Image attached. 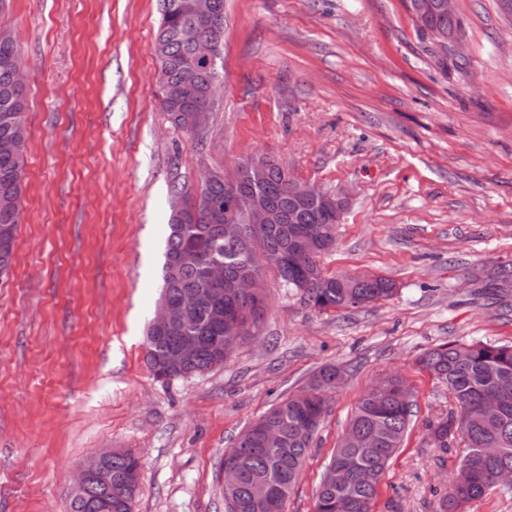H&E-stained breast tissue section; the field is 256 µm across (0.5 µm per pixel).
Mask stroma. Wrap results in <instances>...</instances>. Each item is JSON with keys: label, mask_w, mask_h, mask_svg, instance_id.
I'll list each match as a JSON object with an SVG mask.
<instances>
[{"label": "stroma", "mask_w": 512, "mask_h": 512, "mask_svg": "<svg viewBox=\"0 0 512 512\" xmlns=\"http://www.w3.org/2000/svg\"><path fill=\"white\" fill-rule=\"evenodd\" d=\"M464 68L441 70L403 0H225L224 78L205 130L156 101L159 0H0L28 89V158L13 267L0 280V512H69L99 448L139 457L134 512H225L224 451L273 403L335 363L345 381L285 512H313L348 419L379 378L413 392L373 512H432L457 472L429 421L447 389L422 371L447 342L512 344V21L457 0ZM270 154L350 205L327 274L397 294L319 313L265 274L256 337L224 366L169 383L144 360L173 188Z\"/></svg>", "instance_id": "1"}]
</instances>
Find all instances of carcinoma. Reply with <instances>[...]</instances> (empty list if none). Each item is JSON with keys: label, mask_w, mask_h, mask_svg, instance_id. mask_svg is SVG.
I'll use <instances>...</instances> for the list:
<instances>
[{"label": "carcinoma", "mask_w": 512, "mask_h": 512, "mask_svg": "<svg viewBox=\"0 0 512 512\" xmlns=\"http://www.w3.org/2000/svg\"><path fill=\"white\" fill-rule=\"evenodd\" d=\"M211 2L214 15L209 18L161 13L156 36L158 105L170 122L185 132L194 113L214 108L213 89L222 74L218 64L199 67L191 47L180 41L178 32L191 23L202 39L224 40V0ZM413 22L423 38L429 30L451 34L463 28L460 16H450L436 7ZM17 56L19 51L10 31L0 28V141L8 140L15 146L14 152L0 154V232L8 233L6 244L0 245V278L8 276L12 268L27 163L28 90L14 78L13 60ZM183 82L198 88L197 97L188 103L170 94ZM213 174L205 198L172 214L168 224L160 298L172 303L189 300L190 324L183 340L148 326L145 360L154 378L162 382L201 375L226 362L231 352L216 345V338L224 335L226 314L232 312L245 322L259 323L265 312L263 300L229 292L216 297L207 278L206 265L212 259L224 264V279L229 286L247 271L259 268L257 255L245 260L239 242L224 234V218L234 214L238 200L224 194V171L215 170ZM258 190L283 214L295 210L294 222L285 219L281 224L267 225L259 249L285 255L277 276L286 287L301 289L307 306L319 312L350 309L396 294L394 283L381 276L360 275L345 281L328 275L301 250L300 241L308 236L317 240L318 250L323 253L334 246L333 195L293 207L288 174L272 159L268 160L267 178ZM187 249L198 251L199 260L174 265ZM184 340L194 344L190 360L166 366L169 351ZM418 365L445 385L453 400L448 415L428 423L434 448L443 455L453 452L458 458L457 475L434 503L433 512H463L467 504L497 487V477L502 472L512 471V345L445 343L424 352ZM340 371L342 368L334 364L319 369L307 388L274 404L225 451L224 462H233L239 469L238 483L231 498L225 499L228 512H268L253 497L257 484L267 485L277 498L288 500L327 410L316 392L329 387ZM403 386L402 378L388 377L382 390L369 389L358 400L348 423L356 439L339 443L330 460L345 471V480L338 485L320 484L313 512H372L381 478L402 448L409 426L412 403L397 398V391ZM488 397L500 403V413L494 417L481 411ZM268 430L280 435L279 446L266 443L264 435ZM138 462L127 451L112 456L111 490L106 493L90 487L84 495L72 497L70 512H133V506L125 503L126 478L138 468Z\"/></svg>", "instance_id": "obj_1"}]
</instances>
